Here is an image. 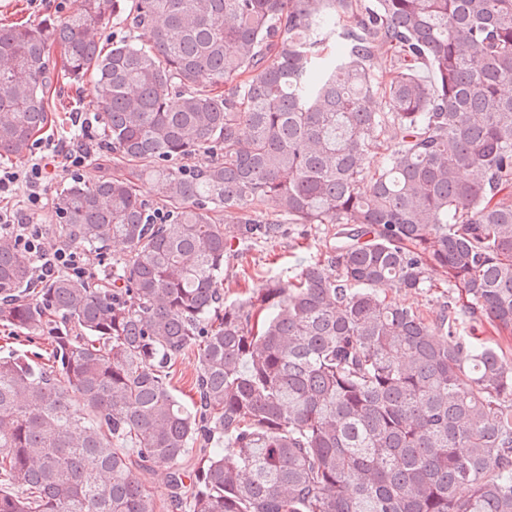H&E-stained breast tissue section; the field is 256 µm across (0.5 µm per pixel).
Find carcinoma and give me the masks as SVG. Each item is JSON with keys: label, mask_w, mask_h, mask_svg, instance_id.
<instances>
[{"label": "carcinoma", "mask_w": 512, "mask_h": 512, "mask_svg": "<svg viewBox=\"0 0 512 512\" xmlns=\"http://www.w3.org/2000/svg\"><path fill=\"white\" fill-rule=\"evenodd\" d=\"M88 76L102 174L48 220L100 268L39 283L0 241V326L51 345L0 357V512H512V357L479 336L512 334V0H76L0 26V158ZM284 223L331 225L327 260L224 300L232 242ZM442 283L436 325L390 296ZM197 372L198 356L196 352L189 351L180 356L172 368L171 385L176 390L174 393L187 401H190V398L195 399V390L193 389L190 393L189 390L194 385ZM165 471L168 472L166 465L156 464L144 481L146 489L158 500L166 499L170 493L168 483L163 477Z\"/></svg>", "instance_id": "cac0c4a2"}]
</instances>
